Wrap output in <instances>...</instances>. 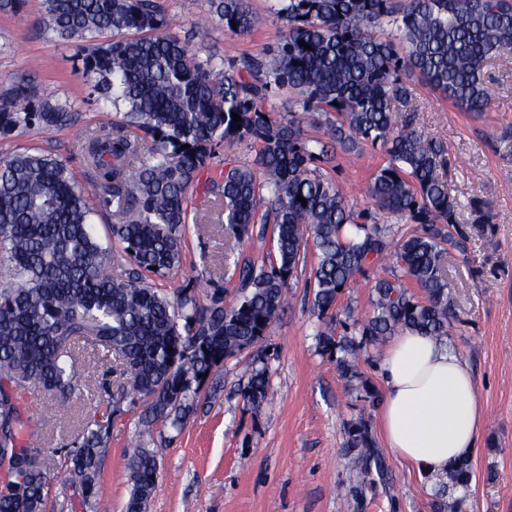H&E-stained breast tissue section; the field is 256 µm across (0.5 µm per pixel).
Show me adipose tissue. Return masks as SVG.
Listing matches in <instances>:
<instances>
[{
	"label": "adipose tissue",
	"instance_id": "obj_1",
	"mask_svg": "<svg viewBox=\"0 0 512 512\" xmlns=\"http://www.w3.org/2000/svg\"><path fill=\"white\" fill-rule=\"evenodd\" d=\"M380 369V430L401 462L437 479L472 455L485 408L465 361L431 338L407 332L389 343Z\"/></svg>",
	"mask_w": 512,
	"mask_h": 512
}]
</instances>
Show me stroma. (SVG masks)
<instances>
[{"instance_id":"obj_1","label":"stroma","mask_w":512,"mask_h":512,"mask_svg":"<svg viewBox=\"0 0 512 512\" xmlns=\"http://www.w3.org/2000/svg\"><path fill=\"white\" fill-rule=\"evenodd\" d=\"M259 22L251 33L226 30L210 0H170V30L187 37L194 23L208 19L211 36L192 43L201 60L216 64L262 58L276 45L285 24L269 0H248ZM42 0L0 10V100L29 85L32 110L43 101L69 102L79 114L77 127L95 129L121 121L122 114L93 96L83 76L77 41H62L40 21ZM499 94L487 112H463L431 93L418 77H407L419 108L424 142L443 143L448 166L443 174L459 203L460 244L445 257L455 325L446 348L466 361L487 412L472 454L470 492L460 495L447 479L421 478L396 459L379 432L377 408L342 375L336 357L322 349L318 334L353 333L351 315L371 309L376 280L389 266H366L352 288L338 299L335 321H321L311 310L307 254L288 291L290 301L268 335L252 350L227 360L202 385L198 406L181 429L161 427L158 483L147 512H437L442 499L458 501V512H512V53L486 69ZM75 129L38 125L0 134V158L38 149L63 161L79 184L89 173ZM388 157L369 144L358 153H338L332 176L349 204L372 210L365 190ZM169 294L192 286L201 304L214 290L225 303L235 298V280L224 272V228L187 224L178 271L158 279ZM270 375L262 407L247 405L242 390L256 357ZM126 377L116 361L93 355L82 360L81 396L64 401L29 387L27 409L47 418L48 442L41 450L50 493L44 512H89L81 491L55 463L61 460L83 420L111 414L112 436L101 462L95 500L98 512H124L131 489L130 463L143 403H131ZM364 415L378 464L367 471L350 465L345 423Z\"/></svg>"}]
</instances>
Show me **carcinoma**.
Returning a JSON list of instances; mask_svg holds the SVG:
<instances>
[{"mask_svg": "<svg viewBox=\"0 0 512 512\" xmlns=\"http://www.w3.org/2000/svg\"><path fill=\"white\" fill-rule=\"evenodd\" d=\"M45 28L62 40L83 42V70L92 91L123 107L121 123L81 131L78 142L94 176L90 188L44 152L24 150L0 160V512H42L48 494L43 468L32 466L46 441L45 420L18 401L30 383L60 398L79 390L85 349L102 361H120L130 376L132 400L147 399L131 463L126 512H147L157 489L153 426L177 428L197 405L202 384L224 362L268 333L313 243L312 310L326 318L365 267L392 260V276L375 282L376 299L353 323L359 338L319 333L322 347L341 352L338 366L357 377L358 353L383 336L420 333L443 343L453 324L443 260L455 242L457 202L438 169L442 145L425 146L416 126L412 90L417 75L432 92L464 112H485L497 89L488 64L512 51V0H274L286 32L268 59L244 58L219 69L189 46L204 39L198 24L190 39L167 28L163 0H43ZM224 28L249 33L256 19L245 0H214ZM306 46H301V43ZM296 95L298 110L280 120L263 106L272 88ZM30 90H16L0 105V129L77 122L72 106L28 107ZM408 109L396 125L397 106ZM241 121L235 123L232 114ZM323 137L303 131L306 120ZM134 128L145 138L128 133ZM259 146L251 164L208 160L221 141ZM381 145L389 156L367 187L375 209L407 218L417 230L396 241L388 229L356 211L335 180L336 149ZM188 148H182V145ZM202 191L197 224L224 225V239L264 243L262 259L224 252V268L237 284L234 304L212 297L202 305L195 289L172 298L148 275L166 277L182 264L187 199ZM306 203L298 201L297 196ZM112 197L123 221L109 226V242L122 247L130 268L112 272V247L94 231L91 200ZM351 227L355 233L344 235ZM414 283L426 294L410 292ZM269 370L252 367L243 397L254 408L266 399ZM112 414L87 419L62 467L77 480L90 506ZM348 446H373L363 415L347 422ZM457 488L471 481L469 460L448 472Z\"/></svg>", "mask_w": 512, "mask_h": 512, "instance_id": "cac0c4a2", "label": "carcinoma"}]
</instances>
